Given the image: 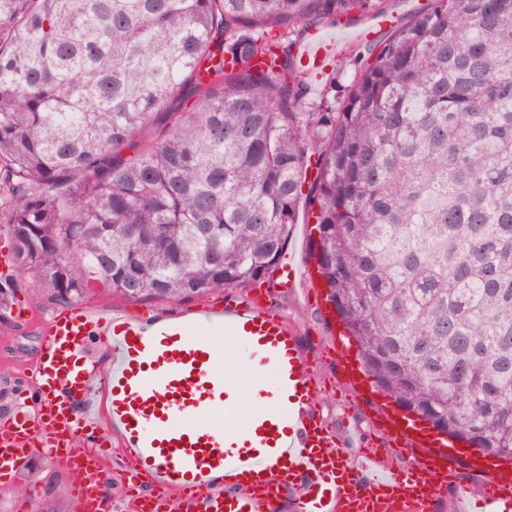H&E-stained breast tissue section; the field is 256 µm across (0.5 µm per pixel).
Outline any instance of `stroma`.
<instances>
[{
	"instance_id": "stroma-1",
	"label": "stroma",
	"mask_w": 512,
	"mask_h": 512,
	"mask_svg": "<svg viewBox=\"0 0 512 512\" xmlns=\"http://www.w3.org/2000/svg\"><path fill=\"white\" fill-rule=\"evenodd\" d=\"M312 239L304 225H295L291 242L284 253L299 266L302 278L296 286L284 289L276 286L275 274L247 288H229L202 299L181 302H132L98 292L85 301L87 309L112 310L143 321L176 318L200 307L215 312L229 305L248 304L252 297H260L262 306L277 312L294 333L300 351L307 359L319 388L315 400L316 413L332 432H343L345 421L342 409H349L356 420L361 437H374L377 452L393 456L395 464L413 467L414 456L393 455V444L385 435L376 434L378 425L373 403L378 395L368 378H360L358 385L342 382L339 367L347 361H356L357 349L350 346L341 334V327L332 307L328 304L316 267L311 258ZM0 286L9 288L8 306H0V417L18 408L34 411V386L39 376L44 324L62 312V305L52 303L32 277L19 275L15 267L0 269ZM105 425L88 431L83 439L86 447L107 445ZM104 457L113 480L105 487L106 512H123L125 487L121 475L127 474L131 463L127 455L116 446L107 445ZM12 483L25 484L24 495L0 496V512H37L40 505L55 496L72 497L74 478L55 467L45 457L32 455L26 466L11 478Z\"/></svg>"
}]
</instances>
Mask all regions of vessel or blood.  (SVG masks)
<instances>
[{
  "label": "vessel or blood",
  "mask_w": 512,
  "mask_h": 512,
  "mask_svg": "<svg viewBox=\"0 0 512 512\" xmlns=\"http://www.w3.org/2000/svg\"><path fill=\"white\" fill-rule=\"evenodd\" d=\"M387 23L380 15L363 30L311 31L297 54L309 70H328L342 44L372 36ZM211 322L206 308L157 331L133 318L96 316L80 306L54 316L43 330L47 364L37 386V416L0 419V477L16 472L34 448H43L58 468L74 475L82 512H99L111 474L99 451L82 445L91 417L68 411L72 394L90 391L97 364L87 348L95 341L113 352L107 420L133 460L127 477L133 512H160L159 501L142 492L145 482L178 491L180 512H272L289 490L295 493V512H433L448 488L453 455L445 443L428 444L397 429L394 415L382 408L379 420L396 428L398 453L423 449L414 468L393 467L363 443L354 449L336 445L315 413V380L295 337L278 313L258 305L226 307L220 324L239 356L259 355L274 363L276 391H298L300 402L249 414L226 405L219 353L210 336L196 332ZM236 423L253 436L244 456L224 452L220 441V425ZM283 456L289 461L285 468L278 465ZM226 470L247 475V486L214 489L215 473ZM188 475L195 484L187 492ZM485 477L493 512H512V468L497 465Z\"/></svg>",
  "instance_id": "obj_1"
}]
</instances>
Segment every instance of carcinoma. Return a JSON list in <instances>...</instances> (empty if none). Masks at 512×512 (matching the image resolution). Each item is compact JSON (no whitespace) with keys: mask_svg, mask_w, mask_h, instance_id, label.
<instances>
[{"mask_svg":"<svg viewBox=\"0 0 512 512\" xmlns=\"http://www.w3.org/2000/svg\"><path fill=\"white\" fill-rule=\"evenodd\" d=\"M385 2L0 0L14 260L61 305L203 298L272 271L303 202L378 391L512 462V0H429L372 59L339 53L360 66L339 107L303 111L293 48Z\"/></svg>","mask_w":512,"mask_h":512,"instance_id":"1","label":"carcinoma"}]
</instances>
